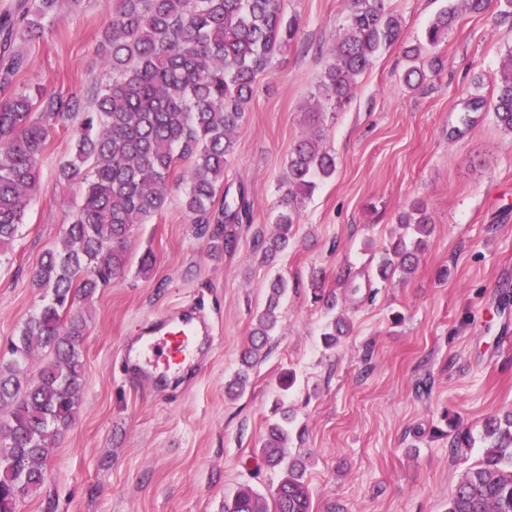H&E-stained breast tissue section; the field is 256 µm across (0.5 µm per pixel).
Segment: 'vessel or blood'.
Here are the masks:
<instances>
[{
    "mask_svg": "<svg viewBox=\"0 0 512 512\" xmlns=\"http://www.w3.org/2000/svg\"><path fill=\"white\" fill-rule=\"evenodd\" d=\"M212 333V322L201 309H170L146 320L137 345L123 350L122 367L129 376L161 386L166 372L198 367L197 338Z\"/></svg>",
    "mask_w": 512,
    "mask_h": 512,
    "instance_id": "1",
    "label": "vessel or blood"
}]
</instances>
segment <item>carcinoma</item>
<instances>
[{"label": "carcinoma", "instance_id": "carcinoma-1", "mask_svg": "<svg viewBox=\"0 0 512 512\" xmlns=\"http://www.w3.org/2000/svg\"><path fill=\"white\" fill-rule=\"evenodd\" d=\"M60 0H17L0 14V89L11 94L0 102V257L19 235L26 209L39 191L38 161L56 126H66L80 109L74 92L35 83L14 87L23 67L18 43L46 38ZM488 0H449L424 35L406 51L402 80L411 90L438 73L439 47L463 16L480 14ZM401 17L393 0H348L347 24L328 49L331 57L318 85V99L340 106L357 78L400 35ZM300 19L286 13L285 0H114L112 21L98 52L112 73L100 88L94 109L83 113L73 135L70 159L57 180L68 183L87 170L82 201L65 225L62 248L49 250L36 266L33 285L49 299L8 340L0 355V512H17L18 503L38 494L47 477L50 449L73 424L81 402L84 364L81 343L86 319L74 309L76 298H89L121 276L129 263L131 229L165 207L173 173L183 168L184 208L193 224H240L248 216L244 188L238 200L215 205L224 168L233 154L234 134L253 99L257 78L278 55L297 42ZM491 108L496 123L512 132V47L495 79ZM315 130L288 153V198L313 194L318 181L336 172V156ZM296 223L294 210L277 216V232L257 243L264 256L288 246ZM402 229L419 235L410 246L406 235L390 242L376 265L383 282L411 271L418 246L432 233L423 208L399 216ZM213 248L235 250L234 234L213 232ZM309 287L328 308L336 296L312 274ZM283 277L270 285L267 305L257 317L251 347L243 363H257L277 324ZM348 332L338 317L323 333L333 348ZM454 450L474 443L471 431L450 425ZM486 446L478 464L467 470L448 499V512H512V412L482 424ZM288 428L269 427L261 460L280 472L270 498L249 487L224 499V512H312L306 466L286 460Z\"/></svg>", "mask_w": 512, "mask_h": 512}]
</instances>
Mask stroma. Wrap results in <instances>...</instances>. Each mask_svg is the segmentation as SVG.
I'll return each instance as SVG.
<instances>
[{"instance_id":"1","label":"stroma","mask_w":512,"mask_h":512,"mask_svg":"<svg viewBox=\"0 0 512 512\" xmlns=\"http://www.w3.org/2000/svg\"><path fill=\"white\" fill-rule=\"evenodd\" d=\"M114 0H61L52 33L24 47L17 85L42 83L91 102L111 73L97 51ZM400 40L383 49L341 108L314 93L341 32L347 0H286L302 19L297 43L260 77L224 170L229 197L245 190L250 222L228 225L233 253L207 248L172 188L163 211L132 229L125 273L88 303L85 378L73 425L53 445L41 494L18 512H224L248 486L269 496L279 473L258 450L276 402L291 411L289 455L307 461L312 512H448V498L480 448L451 453L447 418L480 433L512 411V132L491 111L462 116L471 96L490 97L512 17L490 0L463 17L437 52L443 68L417 90L402 82L403 52L421 41L446 0H393ZM321 110L335 175L299 200L287 249L263 259L285 193L288 153ZM72 133L56 127L39 162L13 253L0 261V348L43 303L31 284L42 255L60 248L81 185H60ZM423 203L434 224L416 270L373 278L399 214ZM152 251L149 274L139 258ZM336 295L327 310L309 290L313 272ZM287 279L278 325L243 395L225 384L250 346L268 283ZM204 304L216 343L202 372L155 388L122 376L118 361L141 322ZM347 335L325 348L328 321ZM295 376L280 391L283 373Z\"/></svg>"}]
</instances>
